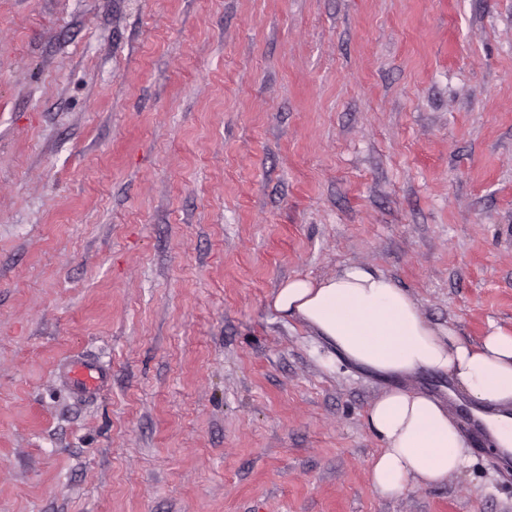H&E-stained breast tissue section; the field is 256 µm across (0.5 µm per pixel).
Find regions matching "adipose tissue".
Listing matches in <instances>:
<instances>
[{
	"mask_svg": "<svg viewBox=\"0 0 512 512\" xmlns=\"http://www.w3.org/2000/svg\"><path fill=\"white\" fill-rule=\"evenodd\" d=\"M274 307L371 372L451 376L474 403L497 449L512 453V330L493 326L479 342L461 343L453 326L429 322L390 277L356 265L320 281L288 280ZM365 423L381 441L369 477L383 495L441 484L466 463L457 425L429 395L390 388L367 409Z\"/></svg>",
	"mask_w": 512,
	"mask_h": 512,
	"instance_id": "adipose-tissue-1",
	"label": "adipose tissue"
}]
</instances>
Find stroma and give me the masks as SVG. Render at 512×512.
<instances>
[{
  "mask_svg": "<svg viewBox=\"0 0 512 512\" xmlns=\"http://www.w3.org/2000/svg\"><path fill=\"white\" fill-rule=\"evenodd\" d=\"M349 265L512 327V0H0V512H512L469 435L373 488L367 408L455 384L275 310ZM66 379L78 395L97 394L108 384V374L97 364L86 360L70 364L66 371Z\"/></svg>",
  "mask_w": 512,
  "mask_h": 512,
  "instance_id": "35a3bbf8",
  "label": "stroma"
}]
</instances>
